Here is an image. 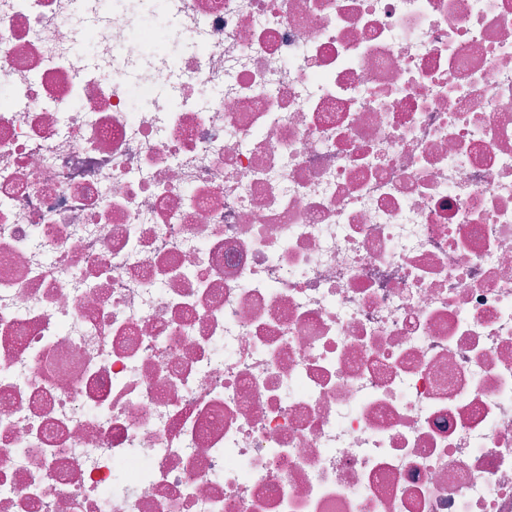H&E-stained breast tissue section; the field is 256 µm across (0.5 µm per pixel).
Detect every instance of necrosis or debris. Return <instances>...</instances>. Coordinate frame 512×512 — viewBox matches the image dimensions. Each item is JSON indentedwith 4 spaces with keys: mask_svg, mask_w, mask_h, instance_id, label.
I'll list each match as a JSON object with an SVG mask.
<instances>
[{
    "mask_svg": "<svg viewBox=\"0 0 512 512\" xmlns=\"http://www.w3.org/2000/svg\"><path fill=\"white\" fill-rule=\"evenodd\" d=\"M0 512H512V0H0Z\"/></svg>",
    "mask_w": 512,
    "mask_h": 512,
    "instance_id": "1",
    "label": "necrosis or debris"
}]
</instances>
